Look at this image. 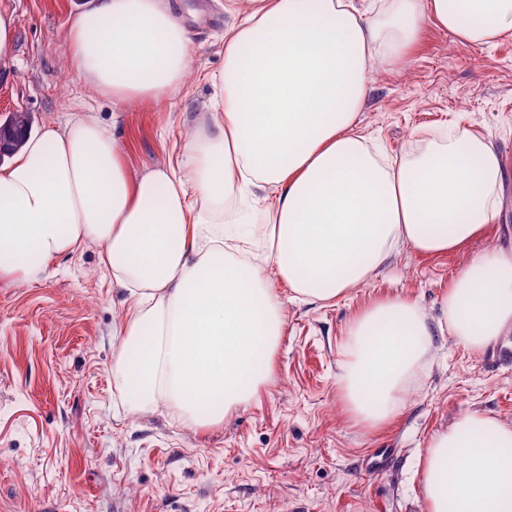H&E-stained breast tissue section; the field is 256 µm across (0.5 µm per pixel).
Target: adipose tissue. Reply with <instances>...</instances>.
<instances>
[{
  "instance_id": "obj_1",
  "label": "adipose tissue",
  "mask_w": 512,
  "mask_h": 512,
  "mask_svg": "<svg viewBox=\"0 0 512 512\" xmlns=\"http://www.w3.org/2000/svg\"><path fill=\"white\" fill-rule=\"evenodd\" d=\"M220 101L177 164L132 171L90 112L49 125L0 167V278L29 282L97 243L124 313L114 386L130 411L221 423L261 381L283 313L366 282L402 247L463 249L496 217L493 144L452 125L382 159L355 130L375 66L398 65L431 19L485 46L512 32V0H225ZM69 63L124 106L165 102L195 49L170 0H87ZM272 276H264L263 268ZM440 328L480 353L512 328V256H471L443 299ZM433 348L420 305L394 297L350 320L338 380L349 414L391 422ZM425 512H512V425L477 411L419 455Z\"/></svg>"
}]
</instances>
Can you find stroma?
Segmentation results:
<instances>
[{
    "mask_svg": "<svg viewBox=\"0 0 512 512\" xmlns=\"http://www.w3.org/2000/svg\"><path fill=\"white\" fill-rule=\"evenodd\" d=\"M84 0H0L14 20L13 55L0 63V118L23 108L35 128L90 109L113 124L109 97L67 64V30ZM196 48L185 89L163 104L126 105L116 125L130 168L176 157L224 69V0H175ZM451 122L512 156V35L489 48L457 42L425 22L403 62L376 67L358 117L361 134L401 156L416 129ZM512 252V177L502 205L468 249H401L363 285L319 307L276 282L284 327L265 381L221 424L198 429L165 410L130 412L114 388L113 301L104 249L89 244L55 261L39 282L0 279V512H424L416 459L459 415L512 424V364L474 354L436 332L429 369L397 418L353 424L338 384L349 319L373 301H417L430 325L454 274L472 254ZM387 448L381 468L364 455Z\"/></svg>",
    "mask_w": 512,
    "mask_h": 512,
    "instance_id": "1",
    "label": "stroma"
}]
</instances>
